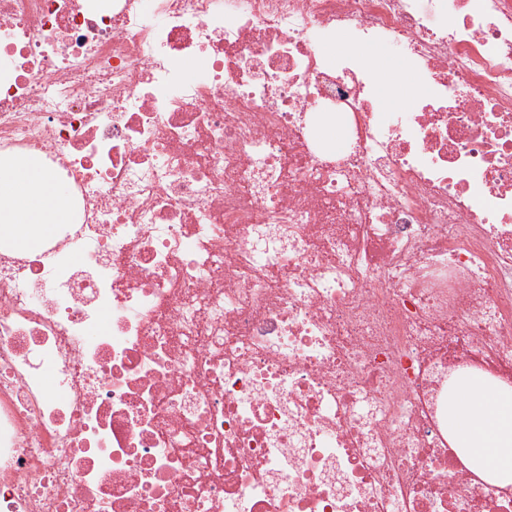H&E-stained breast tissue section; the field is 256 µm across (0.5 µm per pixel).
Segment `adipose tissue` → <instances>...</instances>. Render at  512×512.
<instances>
[{"mask_svg":"<svg viewBox=\"0 0 512 512\" xmlns=\"http://www.w3.org/2000/svg\"><path fill=\"white\" fill-rule=\"evenodd\" d=\"M68 220L63 190L37 156L0 165V231L7 246L35 250ZM448 437L477 474L511 486L512 384L475 369L458 376L448 401Z\"/></svg>","mask_w":512,"mask_h":512,"instance_id":"adipose-tissue-1","label":"adipose tissue"}]
</instances>
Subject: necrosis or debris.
Instances as JSON below:
<instances>
[{
	"label": "necrosis or debris",
	"instance_id": "1",
	"mask_svg": "<svg viewBox=\"0 0 512 512\" xmlns=\"http://www.w3.org/2000/svg\"><path fill=\"white\" fill-rule=\"evenodd\" d=\"M0 68L72 212L0 244V512H512L446 419L512 380V0H0ZM339 37H344L348 44L352 46L353 53L357 55L362 60H367L369 62V54L372 51H376L380 53L383 57H381L378 53L372 52L370 54V63L373 66V68L376 71L377 77H378V84L379 89L381 92L386 93L389 91V89L397 83L398 76L405 71L403 66L400 65H406V61L402 58L398 57L394 53H392L388 48H386L383 45L380 44H370V45H363V44H355L351 38V36L348 33H345L344 35H336V39L330 42L326 45L325 49L328 53L336 55V57L342 56L344 54V50L348 49V45L346 43L343 44L344 50L338 51L336 50V43L339 42ZM388 59V60H387ZM390 60V61H389ZM392 61V62H391ZM366 62V61H365ZM397 64H395V63Z\"/></svg>",
	"mask_w": 512,
	"mask_h": 512
}]
</instances>
